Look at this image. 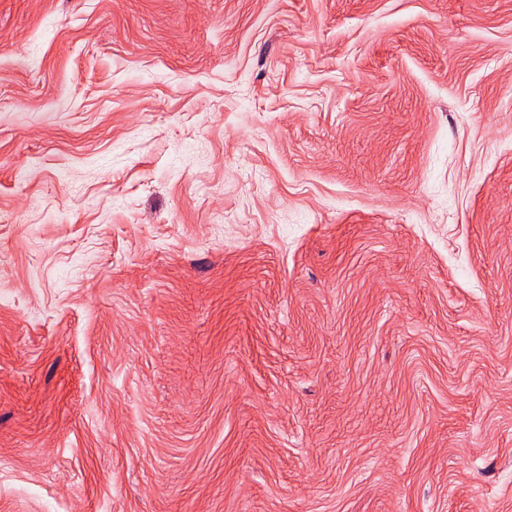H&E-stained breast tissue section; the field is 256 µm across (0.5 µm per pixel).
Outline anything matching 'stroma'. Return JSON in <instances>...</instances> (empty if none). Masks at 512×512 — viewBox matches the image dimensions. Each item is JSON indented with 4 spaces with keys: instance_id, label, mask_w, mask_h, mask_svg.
Here are the masks:
<instances>
[{
    "instance_id": "1",
    "label": "stroma",
    "mask_w": 512,
    "mask_h": 512,
    "mask_svg": "<svg viewBox=\"0 0 512 512\" xmlns=\"http://www.w3.org/2000/svg\"><path fill=\"white\" fill-rule=\"evenodd\" d=\"M0 512H512V0H0Z\"/></svg>"
}]
</instances>
